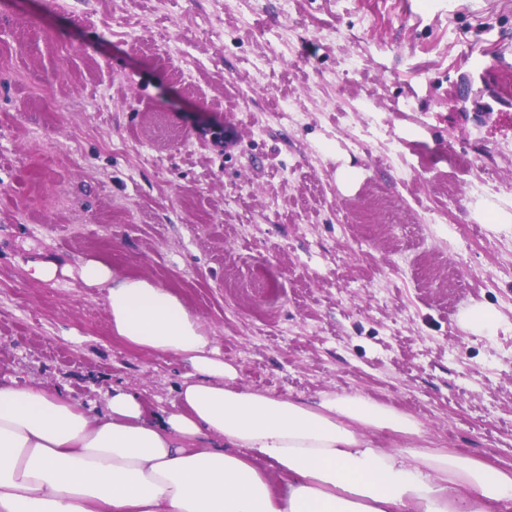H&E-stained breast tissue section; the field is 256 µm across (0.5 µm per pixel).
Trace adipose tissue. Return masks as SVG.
I'll return each instance as SVG.
<instances>
[{
	"instance_id": "obj_1",
	"label": "adipose tissue",
	"mask_w": 512,
	"mask_h": 512,
	"mask_svg": "<svg viewBox=\"0 0 512 512\" xmlns=\"http://www.w3.org/2000/svg\"><path fill=\"white\" fill-rule=\"evenodd\" d=\"M112 333L191 377L158 417L116 389L104 412L0 377V512H512V467L430 446L420 422L364 396L274 398L238 385L212 336L151 280L89 259ZM397 436L393 447L374 434Z\"/></svg>"
}]
</instances>
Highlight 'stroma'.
<instances>
[{
  "instance_id": "1",
  "label": "stroma",
  "mask_w": 512,
  "mask_h": 512,
  "mask_svg": "<svg viewBox=\"0 0 512 512\" xmlns=\"http://www.w3.org/2000/svg\"><path fill=\"white\" fill-rule=\"evenodd\" d=\"M487 201L512 212V0H0L18 384L170 409L190 366L113 336L79 277L101 259L178 295L241 386L361 393L511 467L512 234ZM498 316L483 308L472 310L467 317V324L472 331L478 334L490 332L497 324Z\"/></svg>"
}]
</instances>
